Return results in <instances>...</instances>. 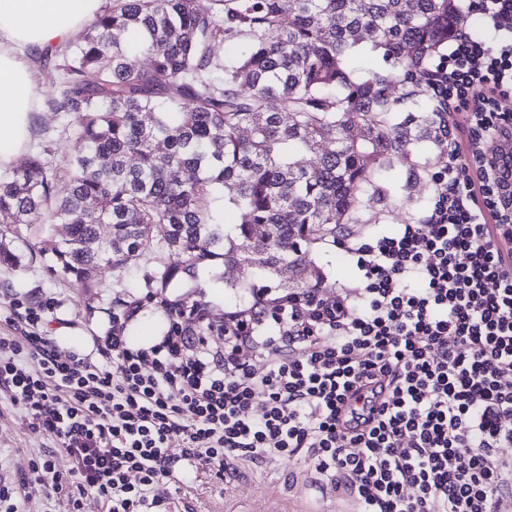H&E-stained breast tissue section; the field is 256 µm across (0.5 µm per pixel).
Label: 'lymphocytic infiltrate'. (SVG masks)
<instances>
[{
    "label": "lymphocytic infiltrate",
    "mask_w": 512,
    "mask_h": 512,
    "mask_svg": "<svg viewBox=\"0 0 512 512\" xmlns=\"http://www.w3.org/2000/svg\"><path fill=\"white\" fill-rule=\"evenodd\" d=\"M470 7L493 37L448 45L461 113L484 92L512 96V0ZM432 181L418 222L337 238L360 277L332 299L260 300L218 326L205 303L171 307L162 334L135 343L139 298L69 350L44 329L54 299H12L0 393L71 462L31 463L44 498L166 512L172 486L293 459L354 512H512V225L487 223L457 147Z\"/></svg>",
    "instance_id": "obj_1"
}]
</instances>
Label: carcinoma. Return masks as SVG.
Returning <instances> with one entry per match:
<instances>
[{"label":"carcinoma","mask_w":512,"mask_h":512,"mask_svg":"<svg viewBox=\"0 0 512 512\" xmlns=\"http://www.w3.org/2000/svg\"><path fill=\"white\" fill-rule=\"evenodd\" d=\"M464 20L461 0H109L81 45L40 64L77 153L0 176V214L86 288L135 253L170 260L160 287L204 274L241 309L284 267L280 294L321 288L310 255L402 208L396 174L409 191L448 154L443 60ZM231 44L242 54L214 51ZM357 56L378 60L360 78ZM227 186L229 226L211 206ZM246 261L252 282L224 279Z\"/></svg>","instance_id":"cac0c4a2"}]
</instances>
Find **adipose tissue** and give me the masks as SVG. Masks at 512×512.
Returning <instances> with one entry per match:
<instances>
[{
	"instance_id": "obj_1",
	"label": "adipose tissue",
	"mask_w": 512,
	"mask_h": 512,
	"mask_svg": "<svg viewBox=\"0 0 512 512\" xmlns=\"http://www.w3.org/2000/svg\"><path fill=\"white\" fill-rule=\"evenodd\" d=\"M102 0H0V172L29 149L35 62L65 46Z\"/></svg>"
}]
</instances>
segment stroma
Instances as JSON below:
<instances>
[{
    "label": "stroma",
    "mask_w": 512,
    "mask_h": 512,
    "mask_svg": "<svg viewBox=\"0 0 512 512\" xmlns=\"http://www.w3.org/2000/svg\"><path fill=\"white\" fill-rule=\"evenodd\" d=\"M36 135L33 152L42 154L55 165L72 156L77 145L64 132L62 116L43 105L35 115ZM34 237L26 231L0 238L13 260L0 263V329L5 326L9 301L29 295L36 299L54 298L57 317L47 327L58 335L61 346L84 347L92 336L104 335L109 327V314L115 304L143 297L156 290L154 276L160 260L153 255L136 254L129 258L124 272L103 266L93 273L95 287L85 288L72 278L51 274L49 260L31 253ZM71 320L68 329L60 328L59 319ZM53 451L61 471L70 468L62 449L35 432L23 413L11 410L0 394V478L19 482L29 472L31 461L45 451ZM179 512H350L345 497L313 480L310 467L300 461H273L258 467L242 466L233 477L207 474L190 488L176 495Z\"/></svg>",
    "instance_id": "obj_1"
}]
</instances>
